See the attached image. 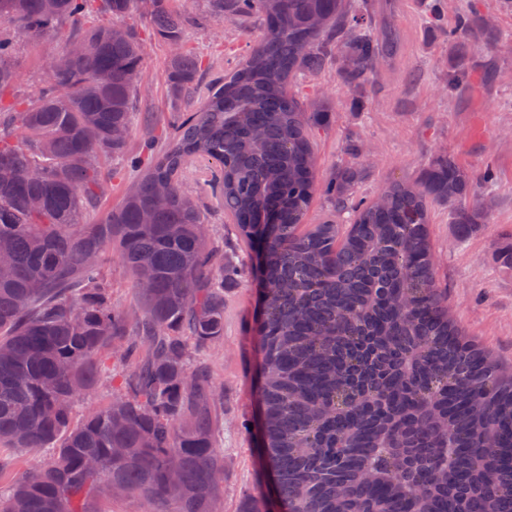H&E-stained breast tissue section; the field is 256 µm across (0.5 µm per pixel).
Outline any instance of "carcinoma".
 <instances>
[{"label":"carcinoma","instance_id":"obj_1","mask_svg":"<svg viewBox=\"0 0 512 512\" xmlns=\"http://www.w3.org/2000/svg\"><path fill=\"white\" fill-rule=\"evenodd\" d=\"M204 2L216 25L261 20L263 34L207 87L201 59L170 55L165 146L86 224V206L110 193L101 159L124 153L131 133L143 47L120 20L137 9L179 46L200 18L171 0H0V28L85 48L51 59L55 79L35 99L0 101V443L52 449L0 512H92L115 487L152 512H214L224 488L214 387L189 344L202 354L224 337V281L237 268L214 249L190 169L248 249L256 215L278 211L261 270L257 398L259 452L287 512H512V377L448 318L429 235L433 203L465 229L481 223L484 178L438 154L380 202L354 200L356 166L318 182L308 129L328 109L306 108L290 78L334 65L360 90L396 54V33L376 26L366 0ZM428 21L464 52L481 43L489 56L500 43L486 16ZM15 55L0 35V93L18 83ZM447 83L469 91V70ZM318 190L352 222L304 227ZM112 249L141 299L134 318L112 305ZM106 349L132 367L112 401L75 424Z\"/></svg>","mask_w":512,"mask_h":512}]
</instances>
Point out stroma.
Wrapping results in <instances>:
<instances>
[{
	"label": "stroma",
	"mask_w": 512,
	"mask_h": 512,
	"mask_svg": "<svg viewBox=\"0 0 512 512\" xmlns=\"http://www.w3.org/2000/svg\"><path fill=\"white\" fill-rule=\"evenodd\" d=\"M433 0H369L367 10L376 21H388L396 30L399 49L367 84L355 94L340 87L334 70L317 77L294 79L304 103L318 100L326 87L330 111L323 127L312 129V144L319 179H326L340 166L355 165L363 170L358 196L372 199L390 183L418 180L432 159L441 152L454 157L468 172L490 171L494 180L483 194L490 203L484 223L461 231L452 224L446 207L430 209V238L442 287L448 290V313L465 333L498 360L502 369L512 371V266L502 259V248L512 237V12L500 9L498 0H444L447 17L460 12L491 14L505 42L495 57L496 77H484L474 58H460L447 36L428 23ZM144 47L138 79V98L132 106L131 150L145 142L162 147L171 120L167 95L166 61L169 46L159 39L139 16L125 18ZM262 31L234 22L222 29L206 24L184 33L186 48L212 61L207 77L233 72L249 56ZM58 43L17 38V92L33 96ZM472 66L474 80L461 96L448 93L445 81L451 66ZM326 94V93H325ZM366 145L367 151L353 156L350 141ZM106 167L112 190L106 200L84 216L86 223H98L103 213L116 205L135 183L140 170L129 156L111 158ZM187 185L201 200L210 189L189 173ZM206 218L222 234L225 261L242 266L241 277L224 284V338L205 353L218 386L214 407L217 434L224 439V490L216 512H238L244 494H251L261 512H279L272 489L265 479L258 452L256 431H244L239 420L257 416L259 405L255 386L259 355L255 347L260 301L255 282L254 261L237 243L235 229L223 211L210 206ZM105 368L94 390L73 410L74 418L108 405L120 387L127 365L105 359ZM47 449L0 447V494L8 495L21 474L40 465Z\"/></svg>",
	"instance_id": "obj_1"
}]
</instances>
